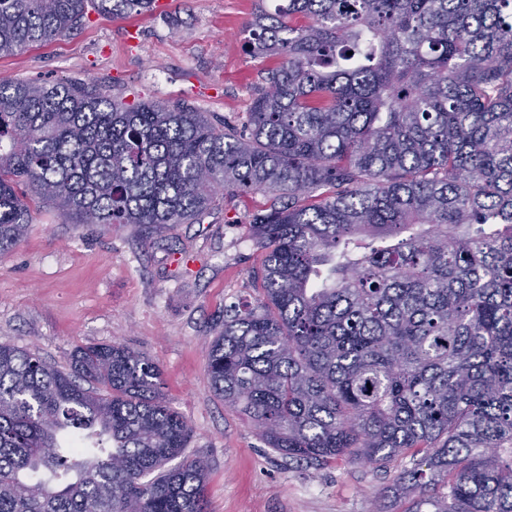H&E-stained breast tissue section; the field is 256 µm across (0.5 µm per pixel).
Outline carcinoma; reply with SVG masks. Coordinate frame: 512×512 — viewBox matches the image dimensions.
Masks as SVG:
<instances>
[{"label":"carcinoma","instance_id":"1","mask_svg":"<svg viewBox=\"0 0 512 512\" xmlns=\"http://www.w3.org/2000/svg\"><path fill=\"white\" fill-rule=\"evenodd\" d=\"M264 2L248 52L280 63L239 125L0 81V254L31 200L159 232L263 194L261 294L213 329L214 394L315 470L409 459L408 512H512V0ZM151 4L0 0V55ZM191 432L138 351L63 369L0 340V512H207Z\"/></svg>","mask_w":512,"mask_h":512}]
</instances>
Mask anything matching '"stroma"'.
Returning a JSON list of instances; mask_svg holds the SVG:
<instances>
[{"instance_id": "obj_1", "label": "stroma", "mask_w": 512, "mask_h": 512, "mask_svg": "<svg viewBox=\"0 0 512 512\" xmlns=\"http://www.w3.org/2000/svg\"><path fill=\"white\" fill-rule=\"evenodd\" d=\"M255 0H155L153 11L88 10L64 36L0 55V81L96 83L130 101H183L243 121L268 69L247 54ZM262 195L225 201L201 223L160 234L136 224H75L56 205L31 211L0 256V339L66 366L76 347L120 343L157 362L170 405L193 429L185 450L209 465V512H405L388 498L405 466L336 461L324 469L272 454L207 376V343L226 305L255 302L261 255L249 220Z\"/></svg>"}]
</instances>
